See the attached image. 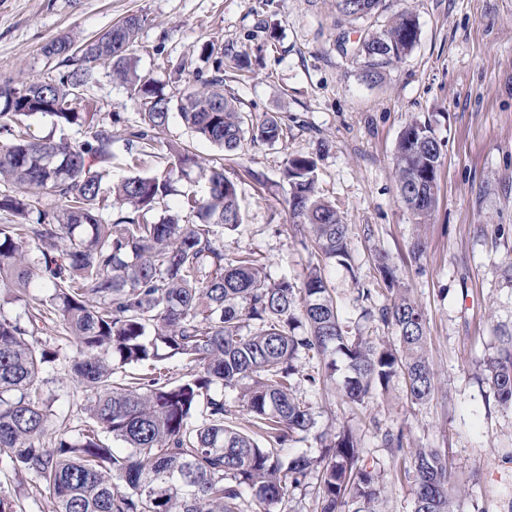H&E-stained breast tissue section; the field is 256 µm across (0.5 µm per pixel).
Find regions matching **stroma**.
Here are the masks:
<instances>
[{
	"instance_id": "stroma-1",
	"label": "stroma",
	"mask_w": 512,
	"mask_h": 512,
	"mask_svg": "<svg viewBox=\"0 0 512 512\" xmlns=\"http://www.w3.org/2000/svg\"><path fill=\"white\" fill-rule=\"evenodd\" d=\"M336 0H0V84L25 72L44 78L49 41L100 33L137 14L145 23L133 56L140 74L172 85L173 63L189 60L202 71L203 44L225 56L244 54L250 66L224 67V91L235 95L247 119L275 114L283 137L275 144L247 143L223 157L237 185L243 222L218 229L227 258L251 254L272 278L302 283L320 267L336 297L348 335L395 343L391 327L367 318L389 301L378 271L385 254L397 287L406 289L426 319V348L437 381L434 395L413 404L402 378H393L362 404L341 387L345 362L324 382L298 381L296 395L310 407L313 429L288 443L284 455H318L320 436L350 430L364 458L384 467L377 512H413L408 485L390 472L386 433L407 430L412 448L448 452L460 512H512V408L500 405L482 374L495 351L497 325H512V0H385L381 19L407 9L420 35L402 60L384 64L378 81L364 77V61L342 52L339 33L358 38L367 20L336 11ZM89 91L102 113H119L126 134L138 108L125 85L101 61ZM430 122L442 145L438 200L427 223H417L400 201L395 180L397 140L412 120ZM163 147L137 168L115 146L112 178L150 175L170 167L166 143L188 145L200 160L218 157L195 138L178 113L161 135ZM317 162L321 196L350 229L348 266L303 245L288 209L284 177L288 158ZM421 242L420 257L410 252ZM63 326L40 335L60 348L47 395L60 433L79 425L89 391L72 382L71 350ZM0 492L16 496L17 512H54L52 496L33 480L0 468Z\"/></svg>"
}]
</instances>
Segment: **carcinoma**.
<instances>
[{
	"label": "carcinoma",
	"instance_id": "1",
	"mask_svg": "<svg viewBox=\"0 0 512 512\" xmlns=\"http://www.w3.org/2000/svg\"><path fill=\"white\" fill-rule=\"evenodd\" d=\"M382 2L337 0V7L367 20ZM142 22L129 15L79 42L52 40L42 53L55 74L43 80L22 75L0 85V131L11 136L0 146V183L8 186L0 193V211L19 218L0 226V283L21 294L34 286L45 290L27 324L0 313V464L44 487L55 512H244L245 491L276 503L288 489L307 485L313 471L319 473L316 512H374L383 475L363 459L350 433L322 437L316 457L283 456L287 443L315 425L294 388L297 376L313 384L317 379L296 360L317 357L329 369L336 362L327 357L340 353L350 370L344 386L350 400L363 402L399 374L412 403L422 404L435 389L424 313L394 289L383 255L378 266L395 297L374 316L394 329V347L344 335L320 271L312 270L299 286L286 276L270 279L266 265L251 255L226 258L211 226L235 228L242 216L222 160L207 164L185 147L166 145L172 165L204 184V193L186 197L176 214L156 215L176 192L168 171L104 185L118 119L76 95L96 82L103 59L112 61L113 77L129 87L139 109V124L125 138L134 163L159 144L174 101L191 133L224 153L238 151L247 136L273 144L282 135L273 115L244 128L237 98L224 95L220 60L210 77L197 73L171 94L140 76L130 51ZM418 37L415 16L401 11L355 42L341 33L338 46L365 57V77L375 81L381 45L391 51L387 60L400 59ZM35 114L83 127L86 138L31 135L23 119ZM442 159L432 126L411 122L397 145L396 182L401 202L421 223L437 204ZM316 169L309 156L287 160L291 218L325 259L344 265L349 228L319 195ZM45 191L60 207L43 208ZM115 209L119 217L106 221L104 214ZM54 319L75 350L70 377L92 396L77 435L50 440L53 413L44 387L58 351L33 336ZM495 343L485 380L512 408V328L497 327ZM172 358L192 364V372L172 380L165 365ZM128 366L143 373L119 375ZM228 390L237 392L249 416L245 429L227 423ZM406 440L401 428L386 434L384 445L396 476L413 491L414 512H457L446 452L407 448Z\"/></svg>",
	"mask_w": 512,
	"mask_h": 512
}]
</instances>
